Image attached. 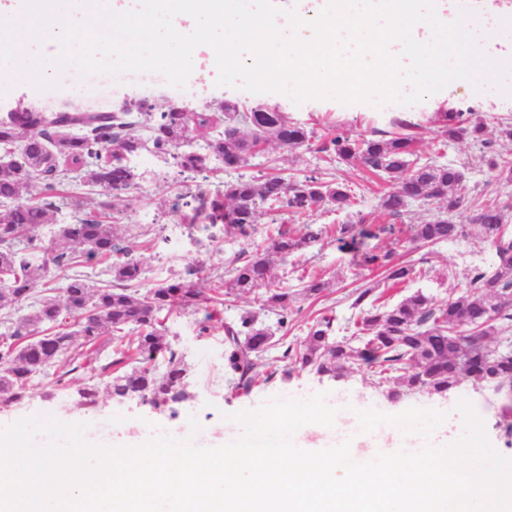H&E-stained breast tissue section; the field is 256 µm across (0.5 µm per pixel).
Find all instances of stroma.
<instances>
[{
  "label": "stroma",
  "mask_w": 512,
  "mask_h": 512,
  "mask_svg": "<svg viewBox=\"0 0 512 512\" xmlns=\"http://www.w3.org/2000/svg\"><path fill=\"white\" fill-rule=\"evenodd\" d=\"M126 100H145L156 111L166 110L175 104L187 111H195L209 104L236 102L253 105L262 103L286 112L296 121L314 128L336 124L353 136L368 135L375 130H390L393 120L401 119L420 123L417 149L422 158L440 164H450L463 169L465 178L460 195L462 205L456 212V223L465 224L477 201L487 196L498 197L512 203V183L500 184L494 179L484 160L482 148L468 139L443 141L434 121V114L443 109L479 113L486 126L487 136L493 141V153L512 158V142L499 140V123L512 122V98L495 90L482 92L462 80L451 82L449 89L440 90L421 102L410 106L386 102L375 106L369 103L342 104L334 98L312 99L295 104L280 93H252L230 86H211L206 92L195 89L194 81H187L182 94H173L162 84L129 85L112 96L113 105ZM317 171L326 177L348 182L359 198L358 208L363 217H378L377 204L389 184L360 166L322 161L312 151L290 154L276 146L252 157L243 171L215 169L208 177L180 172L170 162L151 158L149 176L136 189L121 196L117 218L129 240L139 247L145 271L146 285H153L172 276L182 275L185 265L199 260L201 272L196 279L200 288H209L212 280L228 276L229 262L243 247L242 242L228 240L219 250H199L196 232L180 221L171 211L177 193L201 188L209 193L222 189L225 182L238 174L259 176L272 168ZM344 212H321L313 215H287L261 210L253 235V243H262L273 224L287 222L290 229L304 231L306 225L333 226L347 222ZM403 259L428 257L431 271L427 277L414 282L386 286L377 271L352 267L349 255L342 250L334 235L328 234L295 257V269L289 270V284H296L303 276H320L328 279L331 288L317 300H305L301 310L292 314L288 334L302 338L311 319L322 309L334 308L339 318L350 314L347 296L352 289L375 284L389 302L395 303L416 290H424L437 298H444L451 287L463 286L471 262L490 263L494 251L476 235L451 244H441L433 249L399 250ZM206 308L175 310L166 318L165 328L169 338L175 339L185 356L191 380V399L178 405L176 410L156 408L137 400L118 401L107 390V375L101 374L98 365H85L70 374L68 390L45 396L42 388L31 390L20 403L8 408L0 407V429L38 413L55 416L67 423L87 424L89 440L111 446L143 444L149 439L168 433L180 439L191 440L199 447L225 444L241 433L240 426L231 419L232 414L251 410L275 397L306 399L322 393L327 403L337 408L338 419L353 416L365 417L377 431L351 440V455L355 461L372 459L381 448L398 444L414 452L426 446L429 433H444L449 440H456L462 433L461 415L455 406L460 399L469 400L483 419L492 446L503 456L512 459V446H507L498 427L502 401L491 392L474 389L470 382H462L448 396L439 397L417 391L401 399L389 398L386 388L376 385L370 372L359 369L339 379L321 378L298 370L291 371L287 379L254 388L247 394H236L224 383V342L221 331L203 336L199 328L205 319ZM98 388L97 403L91 408L76 404L80 389L89 385Z\"/></svg>",
  "instance_id": "35a3bbf8"
}]
</instances>
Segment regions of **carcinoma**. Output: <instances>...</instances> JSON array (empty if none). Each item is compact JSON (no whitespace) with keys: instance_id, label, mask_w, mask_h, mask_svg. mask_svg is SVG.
Listing matches in <instances>:
<instances>
[{"instance_id":"cac0c4a2","label":"carcinoma","mask_w":512,"mask_h":512,"mask_svg":"<svg viewBox=\"0 0 512 512\" xmlns=\"http://www.w3.org/2000/svg\"><path fill=\"white\" fill-rule=\"evenodd\" d=\"M136 104L124 112H37L21 107L0 119V310L11 322L0 336V405L21 403L43 380L54 391L69 387V375L85 362L100 360L101 338L112 343V360L100 365L110 377L112 398L138 396L152 406L181 403L191 397L188 369L177 344L162 330L161 316L174 309H196L206 302L224 303L251 295L259 309L277 316L288 329V317L303 299H319L329 281L303 277L288 287V260L321 239L327 228L307 226L295 234L278 226L252 251L235 256L232 277L207 296L193 280L173 277L141 287V258L126 245L120 226L110 221L117 209V190L129 191L143 172L133 158L144 152L173 160L180 172L202 175L220 161L237 170L270 142L289 151L314 150L329 159L361 165L391 183L379 198L381 213L398 219L411 204L436 206V214L411 225L406 244L456 243L468 227L453 220L462 204L463 175L451 165L416 154L411 134L381 131L354 138L339 128L316 135L288 113L258 106L222 102L195 112H161ZM445 140L469 139L484 148L486 125L462 112L435 115ZM496 181L512 183V159L486 160ZM79 174L95 191L96 210L74 224L54 223L58 206L30 195L36 184L76 209L83 197L58 180L64 172ZM357 196L343 181L314 173L285 178L243 176L224 183L202 208H193L208 246L249 234L260 209L303 214L349 212ZM507 206L498 198L475 204L470 217L477 234L495 251L487 266L470 270L462 289L448 298L420 290L396 303L382 299L373 286L356 288L349 298L350 317L340 322L320 314L302 339L274 338L270 326L251 312L224 322V377L235 392L248 393L276 376L277 363L294 365L318 377H336L364 367L378 386L397 385L389 395L416 390L445 396L466 380L475 388L500 392L512 387V233ZM50 227L49 240L39 231ZM339 241L350 238L354 265L380 270L391 285L406 284L426 271L399 262L392 250L364 243L372 237L354 224L334 229ZM88 252L106 265L105 282L76 272L57 283L51 267L77 265V253Z\"/></svg>"}]
</instances>
